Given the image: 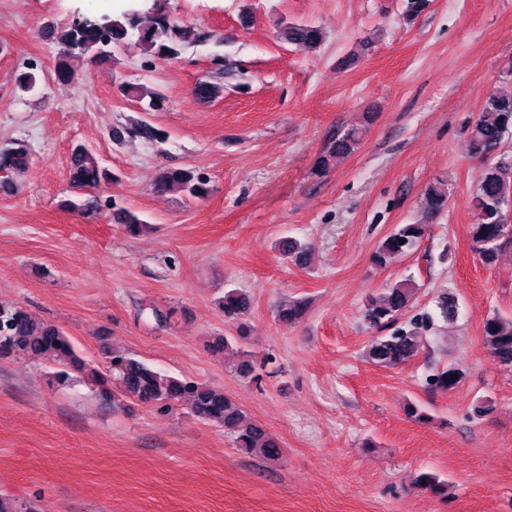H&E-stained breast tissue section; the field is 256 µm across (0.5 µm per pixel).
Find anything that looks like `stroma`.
Wrapping results in <instances>:
<instances>
[{"label":"stroma","instance_id":"stroma-1","mask_svg":"<svg viewBox=\"0 0 512 512\" xmlns=\"http://www.w3.org/2000/svg\"><path fill=\"white\" fill-rule=\"evenodd\" d=\"M154 2L0 0V149L22 140L31 150L0 192V302L55 324L94 364L124 348L224 390L282 457L235 448L186 405L117 408L88 380L58 384L49 363L2 359L0 495L37 512H512V368L483 342L484 317L512 318V243L491 267L473 249L481 165L464 132L512 66V0H431L410 25L402 0H162L201 42L170 61L129 44L111 62L78 61L79 83L55 79V32L147 17ZM285 22L321 27L323 43L280 39ZM221 62L234 78L196 98ZM30 70L36 88L18 91L16 75ZM127 82L161 91L163 109L140 111L119 92ZM142 122L164 141L134 134ZM353 125L359 148L317 171L328 141ZM78 143L115 175L101 195L136 211L143 232L63 208L80 195ZM167 167L195 168L209 195L155 193ZM437 182L448 206L423 217ZM418 219L419 247L375 266L383 238ZM286 237L307 244L305 265L281 255ZM408 276L420 285L413 313L449 293L459 315L425 332L415 359L368 364L365 308ZM233 288L250 301L246 350L276 358L258 384L235 355L212 350L237 333L215 305ZM296 299L307 312L285 326L276 309ZM435 364L465 376L429 392ZM482 397L494 410L477 419ZM415 401L428 422L406 416ZM421 470L447 480V498L412 487Z\"/></svg>","mask_w":512,"mask_h":512}]
</instances>
